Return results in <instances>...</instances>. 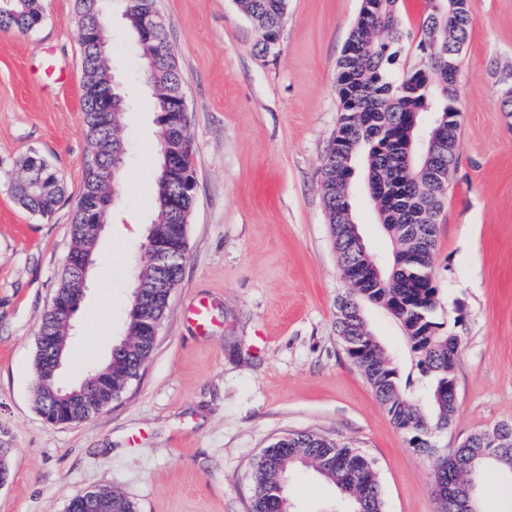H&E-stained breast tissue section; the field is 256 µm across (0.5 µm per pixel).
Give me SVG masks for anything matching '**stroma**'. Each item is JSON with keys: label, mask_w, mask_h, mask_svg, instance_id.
Returning <instances> with one entry per match:
<instances>
[{"label": "stroma", "mask_w": 512, "mask_h": 512, "mask_svg": "<svg viewBox=\"0 0 512 512\" xmlns=\"http://www.w3.org/2000/svg\"><path fill=\"white\" fill-rule=\"evenodd\" d=\"M182 71L197 182L182 279L154 353L121 398L78 424L51 425L31 400L36 332L70 249V224L91 147L74 0H43L34 30L0 31V431L12 450L0 512H67L85 490L124 491L138 512H251L253 466L287 432L350 442L373 460L385 512H439L430 459L392 422L336 333L346 282L322 199L320 169L340 116L337 64L361 0H288L279 38L261 36L236 0H158ZM458 164L433 254L438 315L460 336L456 414L433 443L459 447L512 422V0H469ZM112 70L132 110L120 132L132 164L96 243L71 346L85 377L124 338L141 246L151 221L160 127L142 92L144 61L120 17L105 20ZM38 153L64 186L51 218L17 201L9 178ZM354 174L350 205L367 249L392 247ZM207 303L198 333L192 309ZM108 328L87 345L91 314ZM397 366L404 395L428 381L405 329L361 303ZM480 512H512V473L476 480ZM291 512H335V486L293 471Z\"/></svg>", "instance_id": "35a3bbf8"}]
</instances>
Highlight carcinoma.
Masks as SVG:
<instances>
[{"mask_svg": "<svg viewBox=\"0 0 512 512\" xmlns=\"http://www.w3.org/2000/svg\"><path fill=\"white\" fill-rule=\"evenodd\" d=\"M399 0H362L348 45L338 63L336 93L340 116L333 141L337 150L324 159L321 191L340 265L344 268L360 253L352 214L349 189L336 180V171H354L362 159L368 169L369 194L377 208L379 223L392 246V262L380 270V277L357 279L336 300V331L348 357L360 368L377 398L387 408L393 423L409 436L413 449L432 459V480L436 488L448 490L489 467L501 471L507 465L484 457L486 446L495 444L497 453L512 456V423H501L489 431L471 435L457 448V464L444 467L447 453L432 444V434L448 428L456 402L453 393L455 360L460 337L445 328L437 316L438 288L435 285L433 253L436 225L426 221L441 211L444 197L431 195V181L438 175L451 177L457 167V144L448 140V125L438 127L431 154L411 166L408 155L417 153L416 133L427 114L452 118L458 127L459 91L456 76L460 54L470 31L467 0H428L419 39L425 64L396 79V68L411 32L403 25ZM242 11L256 24L266 50L275 44L286 16L287 0H238ZM79 40L82 46V112L93 155L87 164L83 191L70 225L71 265L64 267L54 298H70L80 287L79 262L93 254L95 242L83 231L89 217L105 221L114 192L101 182L99 168L121 151L120 131L130 112L122 88L108 101L103 92L111 83L109 53L104 28L100 26L95 0H75ZM115 9L134 37H139L147 17L158 12L157 0H115ZM43 20L42 0H0V30L30 31ZM140 53L147 64V88L165 128L168 104L182 89V74L168 44L166 29L157 28L141 40ZM169 145L181 156L183 171L194 174L190 132L170 133ZM40 158L31 153L23 162L12 188L18 201L30 212L51 217L63 193L53 169L33 164ZM164 155H159L155 173L152 226L173 234L180 242V254L164 275H159L150 257H141L136 280L153 289L151 305L163 319L173 290L181 280L187 251V223L194 201L185 198L179 209L169 201L179 193V177L164 172ZM362 300L381 304L403 324L418 366L430 381L431 412L402 394L398 369L366 324L351 317V306ZM127 345L118 342L116 351L91 370L98 386L90 401L108 407L128 383L136 379L152 357L155 344L147 337L133 313H127ZM69 323L50 306L43 314L35 341L34 378L43 382L35 394L38 413L51 424H73L85 417L57 398L53 392L48 363L55 354L66 361ZM313 468L336 486L346 512H384V501L373 463L357 448L319 434L291 432L274 439L254 466L252 512H288L285 493L290 472L300 466ZM78 512H137L135 504L119 490H86L74 496Z\"/></svg>", "mask_w": 512, "mask_h": 512, "instance_id": "cac0c4a2", "label": "carcinoma"}]
</instances>
